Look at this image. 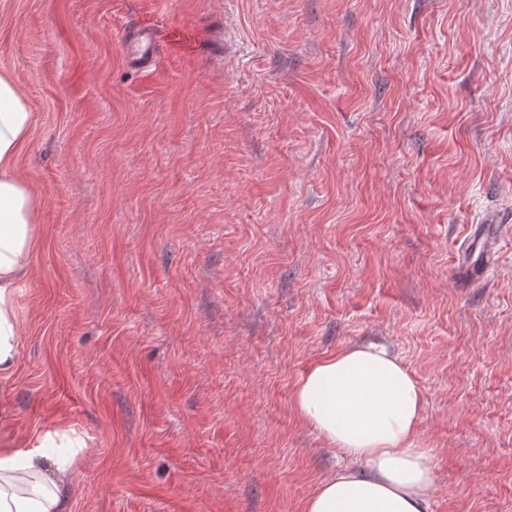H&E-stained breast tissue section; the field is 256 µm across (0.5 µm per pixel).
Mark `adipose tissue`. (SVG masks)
<instances>
[{"label":"adipose tissue","mask_w":512,"mask_h":512,"mask_svg":"<svg viewBox=\"0 0 512 512\" xmlns=\"http://www.w3.org/2000/svg\"><path fill=\"white\" fill-rule=\"evenodd\" d=\"M33 115L0 74V372L17 355L15 293L29 279L38 199L16 174ZM298 415L348 466L319 482L303 512H430L435 489L419 446L423 391L382 343H351L315 362L293 391ZM52 434L22 450L0 448V512H67L69 475L47 454Z\"/></svg>","instance_id":"obj_1"}]
</instances>
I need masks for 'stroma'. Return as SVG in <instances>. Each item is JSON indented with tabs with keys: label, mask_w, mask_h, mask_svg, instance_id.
Here are the masks:
<instances>
[{
	"label": "stroma",
	"mask_w": 512,
	"mask_h": 512,
	"mask_svg": "<svg viewBox=\"0 0 512 512\" xmlns=\"http://www.w3.org/2000/svg\"><path fill=\"white\" fill-rule=\"evenodd\" d=\"M1 73L39 236L0 448L82 439L69 512H302L347 460L292 392L375 339L431 512H512V0H0ZM127 36L133 33L137 40L136 50L138 51L136 58L138 61L150 64L154 58V49L157 40V32L150 25L132 24L124 30ZM497 222L490 220L487 224H481L484 226L478 233V226L475 230H472L471 226V235L466 241L467 245L456 260L458 268L467 274V280H464L463 284L479 282L483 279L484 270L493 264L499 241L496 239ZM470 245H474V247L469 250Z\"/></svg>",
	"instance_id": "obj_1"
}]
</instances>
